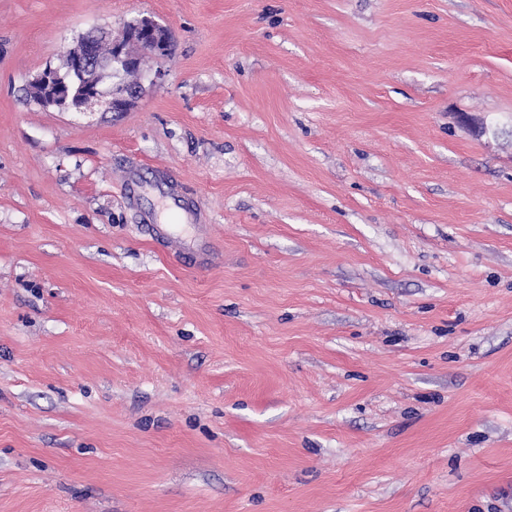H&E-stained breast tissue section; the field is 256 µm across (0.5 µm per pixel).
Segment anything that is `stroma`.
<instances>
[{
  "instance_id": "obj_1",
  "label": "stroma",
  "mask_w": 512,
  "mask_h": 512,
  "mask_svg": "<svg viewBox=\"0 0 512 512\" xmlns=\"http://www.w3.org/2000/svg\"><path fill=\"white\" fill-rule=\"evenodd\" d=\"M143 16L130 110L31 99ZM0 512H512V0H0Z\"/></svg>"
}]
</instances>
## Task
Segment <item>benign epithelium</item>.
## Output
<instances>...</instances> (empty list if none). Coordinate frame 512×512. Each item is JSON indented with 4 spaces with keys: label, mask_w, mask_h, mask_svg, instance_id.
Masks as SVG:
<instances>
[{
    "label": "benign epithelium",
    "mask_w": 512,
    "mask_h": 512,
    "mask_svg": "<svg viewBox=\"0 0 512 512\" xmlns=\"http://www.w3.org/2000/svg\"><path fill=\"white\" fill-rule=\"evenodd\" d=\"M170 51V30L151 18L125 23L118 40L103 29H92L66 50L67 69L47 66L31 80L29 88L35 101L46 109L88 112L98 106L106 112H126L138 97V88L112 82L104 90L98 75L112 79L137 66L142 56Z\"/></svg>",
    "instance_id": "1"
}]
</instances>
